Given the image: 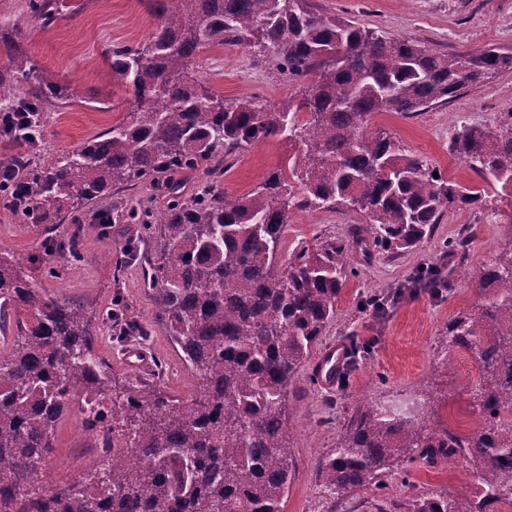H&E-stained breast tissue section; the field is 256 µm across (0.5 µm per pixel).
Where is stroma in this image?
<instances>
[{
  "label": "stroma",
  "mask_w": 512,
  "mask_h": 512,
  "mask_svg": "<svg viewBox=\"0 0 512 512\" xmlns=\"http://www.w3.org/2000/svg\"><path fill=\"white\" fill-rule=\"evenodd\" d=\"M323 14L353 20L373 30L407 37L441 53L495 46L512 50V0H309ZM56 23L48 28L27 11L26 0H0V19H17L23 38L37 63L56 73L70 88L67 103L45 114L35 156L48 157L81 146L122 119L132 105L124 85L113 77L104 56L108 46L132 45L147 39L156 19L145 0H64ZM200 79L228 99L257 96L269 103L300 95L298 83L274 66H257L245 44L228 42L207 49L197 58ZM512 112V72L495 74L487 81L461 90L444 105H434L406 118L394 113L375 115L364 127L366 137L383 133L406 153L430 161L442 173L464 185L479 178L459 157L448 152V126L459 120L475 125H496L502 113ZM291 150L287 142L268 140L244 150L225 169L223 188L238 196L254 190ZM489 208L483 214L450 212L436 225L430 239L405 252L380 253L371 261L350 254L355 271L336 301V318L321 339L332 344L369 343L357 354L347 383L321 386L311 371L300 379L302 392L287 406L292 431L294 470L284 512H345L359 503V512H372V493L332 496L324 492L318 470L320 460L340 443L361 398L387 404L429 386L436 398L442 423L470 435L480 431L483 419L471 392L479 380L473 354L449 348L448 323L479 301L477 273L486 258L512 235V190L488 189ZM166 204L148 185L122 187L111 197L94 203L92 212L108 213L111 224L102 231L79 237L77 257L57 256L62 275L43 278L51 296L85 304L92 321L97 353L127 377L126 345L117 331L104 324L106 309L127 311L151 331L139 349L145 357L142 371L151 373L161 391L182 399L195 396L198 381L157 323L156 291L147 278L144 254L152 242L137 216ZM363 213L320 210L293 214L287 224L278 267H286L298 242L315 237H339L349 225L364 223ZM471 234L464 263L445 258L449 239ZM45 234L42 225L23 224L0 206V242L21 255L38 251ZM111 262H104V253ZM446 264L450 287L442 295L411 289L422 268ZM397 291L385 314L365 309L364 300L377 291ZM56 456L44 470L48 486L83 480L88 432L80 410H72L55 431ZM470 464L456 457L437 464L410 465L387 481L385 494L407 501L429 491L458 498L461 486L474 482Z\"/></svg>",
  "instance_id": "stroma-1"
}]
</instances>
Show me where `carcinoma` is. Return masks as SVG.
Returning a JSON list of instances; mask_svg holds the SVG:
<instances>
[{"label": "carcinoma", "mask_w": 512, "mask_h": 512, "mask_svg": "<svg viewBox=\"0 0 512 512\" xmlns=\"http://www.w3.org/2000/svg\"><path fill=\"white\" fill-rule=\"evenodd\" d=\"M62 0H29L43 26ZM157 25L143 43L108 51L113 76L132 93L125 117L83 145L36 161L14 155L26 198L0 192L24 224L54 235L27 256L0 246V313L23 309L13 351L0 357V512H283L293 460L288 394L336 317V299L355 271L345 255L398 253L432 236L451 209L478 213L485 189L465 186L395 141L367 139L381 112L403 117L446 103L459 91L512 70V51L496 47L440 54L404 37L379 34L311 10L308 0H147ZM246 43L257 64L302 84V97L267 104L229 100L200 81L193 62L211 46ZM0 112H33L41 132L45 105L69 99L68 87L37 64L20 26L0 24ZM298 148L256 189L230 197L224 169L186 200L184 175L261 141ZM448 151L487 185L512 188V112L493 127L451 123ZM148 181L167 198L145 228L159 225L145 258L157 290V319L200 381L182 400L147 380L118 388L115 370L95 350L84 306L47 294L31 270L75 254L66 221L112 194ZM347 207L365 214L343 240L301 245L277 270L285 224L302 211ZM413 284L432 295L448 287L442 268ZM483 303L448 324V347L474 355V399L492 431L512 410V237L478 273ZM99 407L112 432L104 479L28 493L55 451L58 423L78 400ZM434 397L416 392L389 407L362 404L335 452L319 464L325 487L381 490L406 463L459 455L477 471L464 487L465 512L512 506V437L495 447L478 433L462 437L429 422ZM457 502L423 493L403 506L384 498L376 512H457Z\"/></svg>", "instance_id": "cac0c4a2"}]
</instances>
